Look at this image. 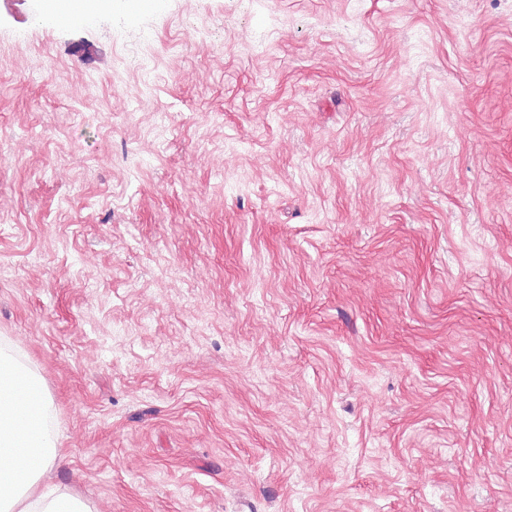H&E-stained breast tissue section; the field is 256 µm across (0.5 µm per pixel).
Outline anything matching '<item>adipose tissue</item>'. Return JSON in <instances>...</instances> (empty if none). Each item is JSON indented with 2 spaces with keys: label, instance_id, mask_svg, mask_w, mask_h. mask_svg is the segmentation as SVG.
<instances>
[{
  "label": "adipose tissue",
  "instance_id": "1",
  "mask_svg": "<svg viewBox=\"0 0 512 512\" xmlns=\"http://www.w3.org/2000/svg\"><path fill=\"white\" fill-rule=\"evenodd\" d=\"M43 390L37 374L0 349V512H91L80 497L43 483L58 450L44 410L23 412L31 393Z\"/></svg>",
  "mask_w": 512,
  "mask_h": 512
}]
</instances>
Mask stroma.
<instances>
[{
  "instance_id": "1",
  "label": "stroma",
  "mask_w": 512,
  "mask_h": 512,
  "mask_svg": "<svg viewBox=\"0 0 512 512\" xmlns=\"http://www.w3.org/2000/svg\"><path fill=\"white\" fill-rule=\"evenodd\" d=\"M0 0V345L93 512H512V0Z\"/></svg>"
}]
</instances>
